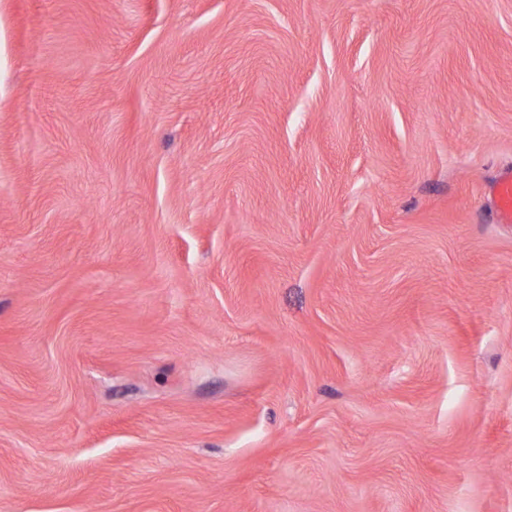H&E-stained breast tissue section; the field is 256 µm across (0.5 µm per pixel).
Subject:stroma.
I'll use <instances>...</instances> for the list:
<instances>
[{
	"instance_id": "obj_1",
	"label": "stroma",
	"mask_w": 512,
	"mask_h": 512,
	"mask_svg": "<svg viewBox=\"0 0 512 512\" xmlns=\"http://www.w3.org/2000/svg\"><path fill=\"white\" fill-rule=\"evenodd\" d=\"M512 0H0V512H512ZM497 221L512 224V171H504L493 187Z\"/></svg>"
}]
</instances>
